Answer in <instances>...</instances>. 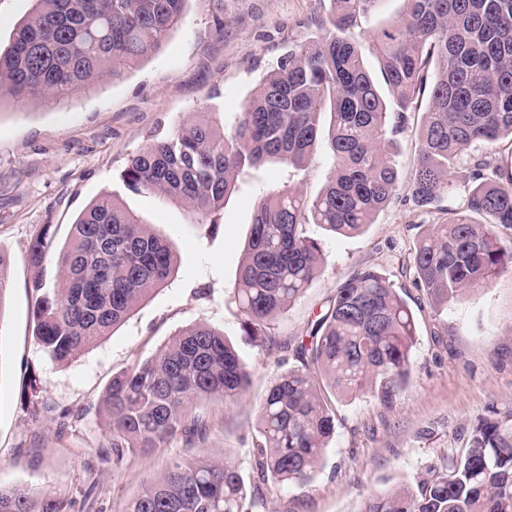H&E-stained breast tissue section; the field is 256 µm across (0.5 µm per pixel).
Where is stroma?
<instances>
[{"label": "stroma", "mask_w": 512, "mask_h": 512, "mask_svg": "<svg viewBox=\"0 0 512 512\" xmlns=\"http://www.w3.org/2000/svg\"><path fill=\"white\" fill-rule=\"evenodd\" d=\"M403 8V0H375L350 29L368 66L376 64L377 33ZM331 14V0H188L177 29L121 80L102 77L95 89L61 106L0 98V253L8 259L9 280L0 305L1 485L69 496L89 488L91 498L76 503L75 512H121L182 448L175 441L131 455L117 467L102 460L98 451L109 442L106 389L114 374L155 355L178 330L195 323L223 330L250 369L244 400L227 405L218 399L204 410L208 453L249 472L259 403L289 364L279 352L244 341L230 295L260 189L287 184L316 196L331 172L328 147L320 145L305 169L270 164L241 178L212 225L198 223L179 202L131 191L121 173L156 128L173 129L210 107L232 121L288 49L322 35ZM421 118L408 113L393 137L400 189L373 224L347 236L311 227L324 261L275 324L280 338L305 336L337 284L357 269L375 267L415 317L411 383L389 409L368 395L337 397L336 433L322 466L305 489L271 494L278 512H354L367 495L415 481L449 449L464 448L471 425L489 406L512 407V270L461 295L440 314L402 270L425 225L442 215L409 200ZM105 192L172 244L175 273L124 323L61 364L34 335L27 245L45 224L54 225L57 243H64L77 215ZM28 369L39 377L55 413H66L65 424L33 418L22 405Z\"/></svg>", "instance_id": "35a3bbf8"}]
</instances>
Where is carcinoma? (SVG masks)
I'll list each match as a JSON object with an SVG mask.
<instances>
[{
	"mask_svg": "<svg viewBox=\"0 0 512 512\" xmlns=\"http://www.w3.org/2000/svg\"><path fill=\"white\" fill-rule=\"evenodd\" d=\"M188 0H35L0 53V96L62 104L103 75L119 78L159 49ZM334 30L288 51L235 116L231 128L200 112L177 130L150 135L121 177L137 192L182 202L204 220L224 209L238 178L269 163L303 169L328 132L331 176L313 198L290 186L265 189L255 204L232 299L243 336L292 353L258 408L245 480L227 460L204 455L214 399L249 392L247 365L224 331L189 325L155 356L112 378L106 391L113 463L179 441L186 452L127 500L122 512H257L270 490L302 489L321 467L335 434L326 393L369 392L392 403L409 381L415 320L388 278L368 267L336 286L300 341L281 340L274 322L301 297L323 262L307 227L351 235L374 223L399 190L388 147L404 112L423 111L419 159L409 192L423 208L448 195L453 170L473 163L460 208L444 211L412 253L417 287L436 306L488 287L512 269V248L494 226L512 228V169L493 159L512 150V0H404L402 16L378 36L381 77L396 98L390 112L347 36L371 0H331ZM330 107L329 128L324 108ZM483 146L487 156L472 161ZM55 248L53 225L27 247L37 270L35 337L68 363L121 323L173 272L170 245L117 198L104 194L72 224L57 250L50 284L43 264ZM21 401L39 418L53 411L38 376L24 375ZM75 500L48 489L0 486V512H73ZM355 512H512V408H491L468 445L427 476L362 499Z\"/></svg>",
	"mask_w": 512,
	"mask_h": 512,
	"instance_id": "1",
	"label": "carcinoma"
}]
</instances>
